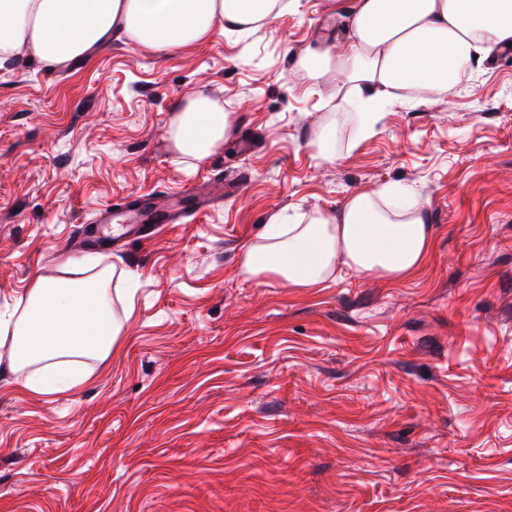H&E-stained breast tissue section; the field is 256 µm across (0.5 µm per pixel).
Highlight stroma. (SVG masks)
<instances>
[{"label": "stroma", "mask_w": 512, "mask_h": 512, "mask_svg": "<svg viewBox=\"0 0 512 512\" xmlns=\"http://www.w3.org/2000/svg\"><path fill=\"white\" fill-rule=\"evenodd\" d=\"M352 4L297 0L248 38L167 53L114 37L62 67L0 64V314L90 258L139 284L73 392L26 390L0 347V512H512V48L452 99L389 105L366 139L339 116L323 162L310 142L334 88L296 60L348 43ZM200 89L237 128L191 169L167 129ZM211 177L215 210L119 252L78 240L128 194ZM389 184L434 226L407 280L240 275L272 213Z\"/></svg>", "instance_id": "35a3bbf8"}]
</instances>
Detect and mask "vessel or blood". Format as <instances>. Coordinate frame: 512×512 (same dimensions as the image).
Returning a JSON list of instances; mask_svg holds the SVG:
<instances>
[{
  "instance_id": "1",
  "label": "vessel or blood",
  "mask_w": 512,
  "mask_h": 512,
  "mask_svg": "<svg viewBox=\"0 0 512 512\" xmlns=\"http://www.w3.org/2000/svg\"><path fill=\"white\" fill-rule=\"evenodd\" d=\"M223 197L213 189L212 180H204L195 184L185 196H172L163 202H155L147 197L133 194L122 203L124 222L112 232H104V225H111L113 211L102 208L96 221L98 230L81 229L80 235L84 240L98 244H111L113 249H120L126 244L143 237L157 234L162 225L170 224L182 217L186 211L196 213L219 206Z\"/></svg>"
}]
</instances>
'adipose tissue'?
I'll return each mask as SVG.
<instances>
[{
  "mask_svg": "<svg viewBox=\"0 0 512 512\" xmlns=\"http://www.w3.org/2000/svg\"><path fill=\"white\" fill-rule=\"evenodd\" d=\"M290 0H0V61L25 52L61 66L121 31L159 52L195 45L214 29L245 36L288 12ZM346 48L307 47L298 67L316 84L335 83L357 109L355 139L371 136L385 105H416L455 94L460 76L497 48L512 47V0H353ZM232 113L202 93L180 103L169 125L172 146L191 164L220 151ZM426 205L407 187L349 195L339 211L270 215L239 265L253 279L322 285L340 270L400 282L432 251ZM109 274L36 277L15 322L0 323L13 371H27L37 394L77 388L82 360H105L133 312L134 288L111 292ZM123 305L115 315L113 301Z\"/></svg>",
  "mask_w": 512,
  "mask_h": 512,
  "instance_id": "ef3b65f1",
  "label": "adipose tissue"
}]
</instances>
